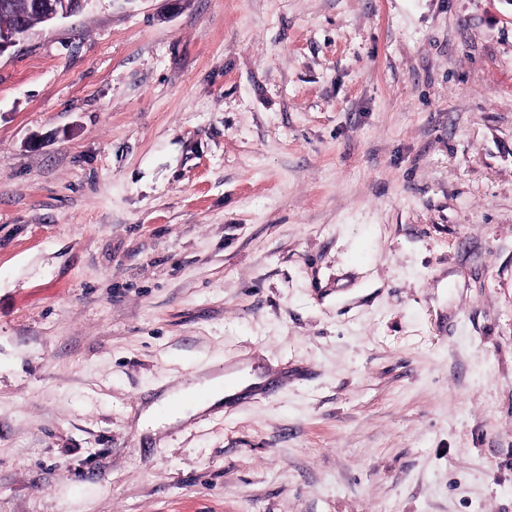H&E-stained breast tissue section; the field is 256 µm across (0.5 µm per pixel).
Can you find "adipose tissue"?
Returning a JSON list of instances; mask_svg holds the SVG:
<instances>
[{"instance_id":"adipose-tissue-1","label":"adipose tissue","mask_w":512,"mask_h":512,"mask_svg":"<svg viewBox=\"0 0 512 512\" xmlns=\"http://www.w3.org/2000/svg\"><path fill=\"white\" fill-rule=\"evenodd\" d=\"M225 398L223 377L204 379L178 393H164L143 411L139 424L156 428L164 423L183 422L222 405Z\"/></svg>"}]
</instances>
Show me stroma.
<instances>
[{
  "instance_id": "stroma-1",
  "label": "stroma",
  "mask_w": 512,
  "mask_h": 512,
  "mask_svg": "<svg viewBox=\"0 0 512 512\" xmlns=\"http://www.w3.org/2000/svg\"><path fill=\"white\" fill-rule=\"evenodd\" d=\"M240 363L288 381L139 427ZM0 512H512V0H92L1 56Z\"/></svg>"
}]
</instances>
